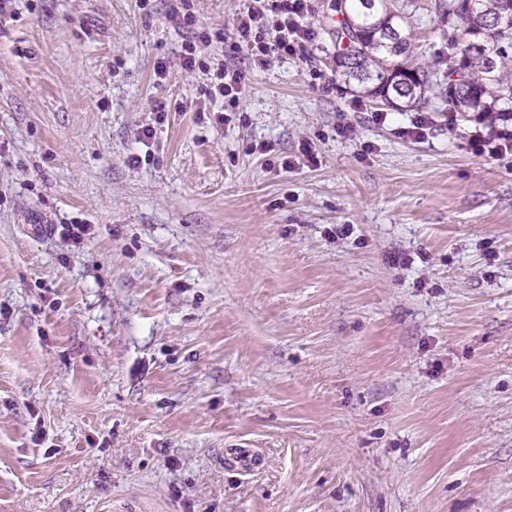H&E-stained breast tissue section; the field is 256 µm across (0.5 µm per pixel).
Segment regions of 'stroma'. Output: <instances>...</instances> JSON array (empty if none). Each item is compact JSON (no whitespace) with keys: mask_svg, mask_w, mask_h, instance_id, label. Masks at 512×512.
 Returning a JSON list of instances; mask_svg holds the SVG:
<instances>
[{"mask_svg":"<svg viewBox=\"0 0 512 512\" xmlns=\"http://www.w3.org/2000/svg\"><path fill=\"white\" fill-rule=\"evenodd\" d=\"M244 4L190 11L228 31ZM170 7L0 23V512H512V157L473 154L441 96L424 140L374 124L329 0L216 124ZM76 218L83 242L53 234Z\"/></svg>","mask_w":512,"mask_h":512,"instance_id":"obj_1","label":"stroma"}]
</instances>
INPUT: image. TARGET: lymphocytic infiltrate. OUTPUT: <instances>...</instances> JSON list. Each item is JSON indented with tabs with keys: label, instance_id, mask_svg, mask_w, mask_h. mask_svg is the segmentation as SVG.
I'll return each mask as SVG.
<instances>
[{
	"label": "lymphocytic infiltrate",
	"instance_id": "f902f5d3",
	"mask_svg": "<svg viewBox=\"0 0 512 512\" xmlns=\"http://www.w3.org/2000/svg\"><path fill=\"white\" fill-rule=\"evenodd\" d=\"M189 2L177 0L168 19L174 26L195 29L192 38L184 44L180 66L189 73L198 68L209 72L211 85L206 95L209 110L219 123L224 120L225 106H236L245 94L247 73L237 65L224 63L219 57L203 62V47L232 36L235 47L245 52L251 67L264 68L275 61L303 57L307 47L317 38L316 29L308 21L311 0H247L228 35L220 29L196 27ZM468 142L478 156L497 160L511 157L512 113H476Z\"/></svg>",
	"mask_w": 512,
	"mask_h": 512
}]
</instances>
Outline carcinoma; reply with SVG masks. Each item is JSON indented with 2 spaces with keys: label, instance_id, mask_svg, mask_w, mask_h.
<instances>
[{
  "label": "carcinoma",
  "instance_id": "cac0c4a2",
  "mask_svg": "<svg viewBox=\"0 0 512 512\" xmlns=\"http://www.w3.org/2000/svg\"><path fill=\"white\" fill-rule=\"evenodd\" d=\"M408 0H330L336 74L372 103L412 110L444 91L458 120L472 112H512V0H434L429 12L448 22V65L410 64L423 19Z\"/></svg>",
  "mask_w": 512,
  "mask_h": 512
}]
</instances>
